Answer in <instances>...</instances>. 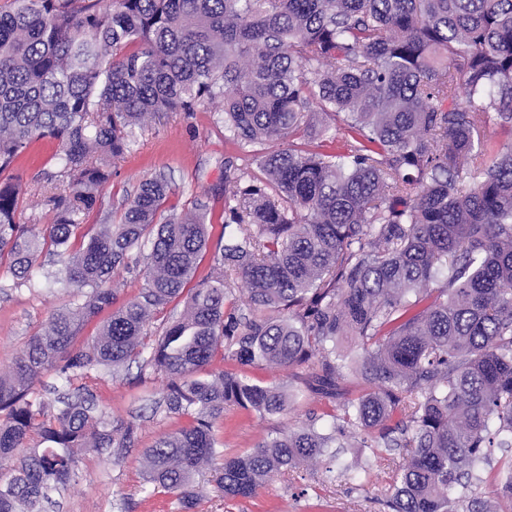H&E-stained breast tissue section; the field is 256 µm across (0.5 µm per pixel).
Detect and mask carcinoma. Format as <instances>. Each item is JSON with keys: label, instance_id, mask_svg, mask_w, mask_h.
Segmentation results:
<instances>
[{"label": "carcinoma", "instance_id": "1", "mask_svg": "<svg viewBox=\"0 0 512 512\" xmlns=\"http://www.w3.org/2000/svg\"><path fill=\"white\" fill-rule=\"evenodd\" d=\"M223 102L224 128L261 172L224 171L228 243L217 275L195 281L208 247L206 209L160 220L164 174L143 180L117 224L82 232L108 161L161 112ZM335 116V127L323 117ZM512 0H11L0 10V265L15 288L38 286L44 254L82 302L52 313L0 369V512H43L82 450L137 439L87 399L45 419L44 374L71 383L97 367L141 362L168 378L163 404L188 423L146 449L153 489L182 512L214 471L229 499L266 479L313 470L339 448L351 464L405 450L389 512H512V460L496 499L472 494L477 467L512 447ZM67 179L46 197L50 223L19 216L35 140ZM145 263L146 284L118 302L111 282ZM247 299L238 302L235 280ZM184 299L152 338L148 327ZM97 322L85 350L72 340ZM355 349L339 350L343 338ZM301 370L332 405L317 419L224 457V406L261 416L288 394L245 374ZM43 447H29L31 432ZM221 466H216L219 458Z\"/></svg>", "mask_w": 512, "mask_h": 512}]
</instances>
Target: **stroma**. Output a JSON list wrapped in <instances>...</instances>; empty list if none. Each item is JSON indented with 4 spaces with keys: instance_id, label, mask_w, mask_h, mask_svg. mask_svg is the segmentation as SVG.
<instances>
[{
    "instance_id": "1",
    "label": "stroma",
    "mask_w": 512,
    "mask_h": 512,
    "mask_svg": "<svg viewBox=\"0 0 512 512\" xmlns=\"http://www.w3.org/2000/svg\"><path fill=\"white\" fill-rule=\"evenodd\" d=\"M221 112V103H210L193 112L161 114L139 129L133 149L110 161L112 176L99 187L97 205L86 216V224L118 221L140 181L165 174L169 180L165 213L183 214L198 204L208 211L210 252L200 261L196 276L214 275L211 254L224 244L225 166L244 165L243 152L224 130ZM58 149L56 141L38 140L32 145L31 159L19 164L26 175V192L20 199L24 222L45 224L52 218L41 203L48 192L42 173L52 169L51 157ZM57 269L55 257L45 254L37 270L40 287L0 288V364H8L27 347L51 312L73 304L71 289L55 279ZM249 375L262 384L283 387L293 400L287 412L266 417L226 408L215 425L225 455L245 454L264 438L287 432L328 410L318 397L302 394V385L291 371L253 369ZM43 381L45 387L39 395L47 403L78 389L93 395L98 410L112 422H132L138 427L137 439L121 464L94 451L82 453L67 489L51 493L46 512H179L175 496L164 492L146 495V475L141 467L147 448L186 423L185 418L167 414L159 405L167 383L163 373L133 365L113 375L91 370L78 388L52 372ZM366 454L363 448L346 449L331 470L300 469L275 476L249 498H224L215 490L211 472H203L198 477L204 492L198 512H386V493L402 453L393 451L367 472L347 470V463ZM299 486L308 489L301 499L293 495Z\"/></svg>"
}]
</instances>
